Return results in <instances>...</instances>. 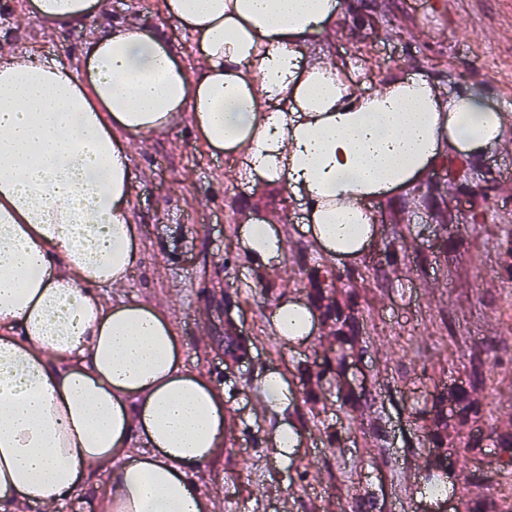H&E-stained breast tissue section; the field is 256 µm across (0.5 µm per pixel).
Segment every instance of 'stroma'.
Instances as JSON below:
<instances>
[{"instance_id": "35a3bbf8", "label": "stroma", "mask_w": 512, "mask_h": 512, "mask_svg": "<svg viewBox=\"0 0 512 512\" xmlns=\"http://www.w3.org/2000/svg\"><path fill=\"white\" fill-rule=\"evenodd\" d=\"M28 0H0V44L78 68L101 24L138 22L164 36L187 70L197 62L188 31L158 0H110L107 20L49 29ZM304 53L338 61L353 91H379L421 74L441 91H474L507 118L500 146L477 156L445 152L406 191L374 204V236L354 259L313 242L303 203L281 187L252 183L233 156L212 153L190 114L169 131L126 144L137 189L130 217L140 260L112 302L155 304L172 323L184 367L224 393L223 449L190 477L216 512H349L361 496L375 512H485L512 507L489 428L512 413V0H338L333 25ZM267 223L286 252L258 270L239 227ZM310 306L314 334L289 343L270 311L281 300ZM352 316L356 352L336 366L337 314ZM288 380L292 399L270 409L265 374ZM480 372L477 425L447 448L452 475L441 497L425 482L437 455L429 429L456 418L453 390ZM357 405L343 404L339 381ZM289 424L298 444L287 461L271 442ZM484 476L471 484L469 472Z\"/></svg>"}]
</instances>
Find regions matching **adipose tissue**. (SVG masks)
Returning a JSON list of instances; mask_svg holds the SVG:
<instances>
[{
    "label": "adipose tissue",
    "mask_w": 512,
    "mask_h": 512,
    "mask_svg": "<svg viewBox=\"0 0 512 512\" xmlns=\"http://www.w3.org/2000/svg\"><path fill=\"white\" fill-rule=\"evenodd\" d=\"M54 29L107 13L108 0H29ZM336 0H161L192 35L188 73L157 33L130 24L90 35L72 70L0 52V512L71 499L108 476L99 512H211L185 478L224 446L222 393L184 369L176 332L152 304H114L139 260L124 140L191 113L212 151L253 182L304 203L316 243L354 258L373 203L413 186L444 150L500 144L505 118L482 96L443 95L424 76L350 90L336 62L302 47ZM240 239L257 261L285 242L266 224ZM278 337L311 335L309 310L282 302ZM148 454L131 457L134 439Z\"/></svg>",
    "instance_id": "adipose-tissue-1"
}]
</instances>
